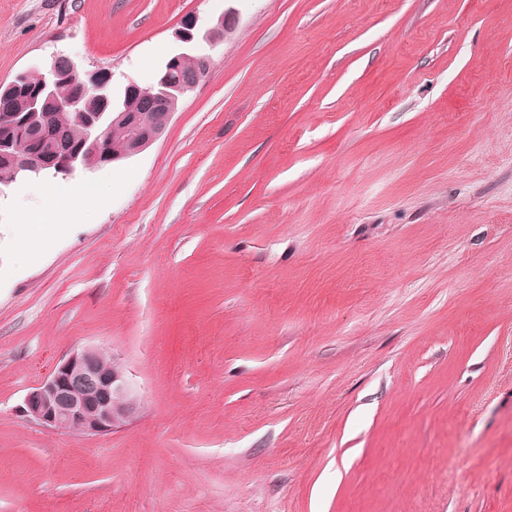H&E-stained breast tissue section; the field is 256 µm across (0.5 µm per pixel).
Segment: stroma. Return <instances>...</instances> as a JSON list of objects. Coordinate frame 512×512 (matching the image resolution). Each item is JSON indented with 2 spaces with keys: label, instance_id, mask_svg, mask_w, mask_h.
<instances>
[{
  "label": "stroma",
  "instance_id": "35a3bbf8",
  "mask_svg": "<svg viewBox=\"0 0 512 512\" xmlns=\"http://www.w3.org/2000/svg\"><path fill=\"white\" fill-rule=\"evenodd\" d=\"M229 10L81 216L0 194V512H512V0H0V82L147 85ZM86 346L134 417L20 416ZM53 224L54 214L50 209L26 214L20 223L19 246L27 250L38 249L44 242L43 230Z\"/></svg>",
  "mask_w": 512,
  "mask_h": 512
}]
</instances>
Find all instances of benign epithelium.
Here are the masks:
<instances>
[{
    "label": "benign epithelium",
    "mask_w": 512,
    "mask_h": 512,
    "mask_svg": "<svg viewBox=\"0 0 512 512\" xmlns=\"http://www.w3.org/2000/svg\"><path fill=\"white\" fill-rule=\"evenodd\" d=\"M229 17L228 13L220 15L202 33L196 20L184 21L176 33L183 50L169 58L154 83L129 84L117 104L112 85L101 72H84L71 57L53 55L48 72L40 76L39 87L28 97V111L15 113L16 127L26 132L30 153L25 164L13 167L12 181L45 174L67 180L92 171L99 163L136 156L152 145L176 112L175 102L193 91L208 73L209 58L193 55L194 43L199 38L218 42ZM186 61L192 62V70L183 72L179 65ZM79 75L83 76L82 91L72 97L58 96V86ZM133 96L146 105L148 113L130 109ZM49 110L74 114L84 127L80 145L45 141L40 113ZM116 124L122 125L126 139L122 149L111 153L106 144ZM138 409L123 369L115 362L106 363L100 349L84 347L64 357L47 379L31 388L18 412L48 430L100 436L124 425Z\"/></svg>",
    "instance_id": "benign-epithelium-1"
}]
</instances>
